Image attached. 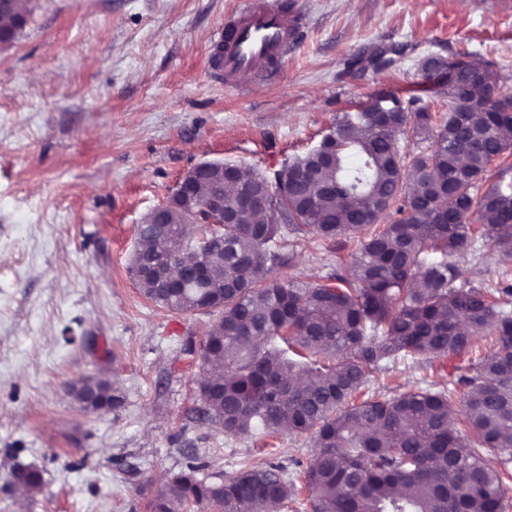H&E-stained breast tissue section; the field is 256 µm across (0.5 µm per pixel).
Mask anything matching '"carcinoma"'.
<instances>
[{"mask_svg": "<svg viewBox=\"0 0 512 512\" xmlns=\"http://www.w3.org/2000/svg\"><path fill=\"white\" fill-rule=\"evenodd\" d=\"M28 16L23 0H0V30L13 42ZM444 81L421 87L448 99L439 125L409 98L379 125L370 102L336 115L334 149L321 164L309 154L282 164L275 183L238 170L224 183V207L244 187L269 199L284 224H260L250 212L183 241V215L168 223L145 217L138 246L152 261L131 271L140 294L175 313L214 307L201 367L219 373L198 388L206 417L225 432L309 433L315 442L304 470L313 512H504L512 475V285L490 290L461 280L454 258L473 247L476 217L504 260L512 259V164L479 191L489 166L512 150V93L507 78L465 52L453 57ZM431 140L405 166L398 136ZM357 241L350 270L334 284L304 285L272 275L290 235ZM202 261L203 281L164 287L170 259ZM493 349L458 378L466 431L448 427L449 394L409 391L390 399L357 400L382 364L400 358L463 357L479 338ZM494 448L501 470L480 453ZM189 465L171 475L151 512H267L286 503L294 484L275 464L245 466L213 482ZM15 490L33 492L41 474L28 467Z\"/></svg>", "mask_w": 512, "mask_h": 512, "instance_id": "cac0c4a2", "label": "carcinoma"}]
</instances>
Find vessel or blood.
Wrapping results in <instances>:
<instances>
[{"instance_id": "b4317fda", "label": "vessel or blood", "mask_w": 512, "mask_h": 512, "mask_svg": "<svg viewBox=\"0 0 512 512\" xmlns=\"http://www.w3.org/2000/svg\"><path fill=\"white\" fill-rule=\"evenodd\" d=\"M299 25L296 15L282 11L270 0H247L239 13L224 22L217 42L220 57L213 70L226 75L265 74L287 54Z\"/></svg>"}]
</instances>
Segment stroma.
<instances>
[{
	"instance_id": "35a3bbf8",
	"label": "stroma",
	"mask_w": 512,
	"mask_h": 512,
	"mask_svg": "<svg viewBox=\"0 0 512 512\" xmlns=\"http://www.w3.org/2000/svg\"><path fill=\"white\" fill-rule=\"evenodd\" d=\"M245 2L30 0L0 48V512H148L193 454L210 476L271 462L297 477L309 435L231 434L196 418L204 373L184 347L215 317L140 294L129 272L140 224L197 163L273 177L337 113L419 86L428 55L469 52L512 91V0H296L302 30L269 79L226 81L209 57ZM394 48V68L349 74V61ZM348 253L292 236L273 274L324 284ZM458 263L488 287L503 271L488 244ZM490 348L383 365L365 392L449 386L460 410V372ZM88 376L111 379L120 405L83 408L69 387ZM17 463L41 472L37 492L12 490Z\"/></svg>"
}]
</instances>
